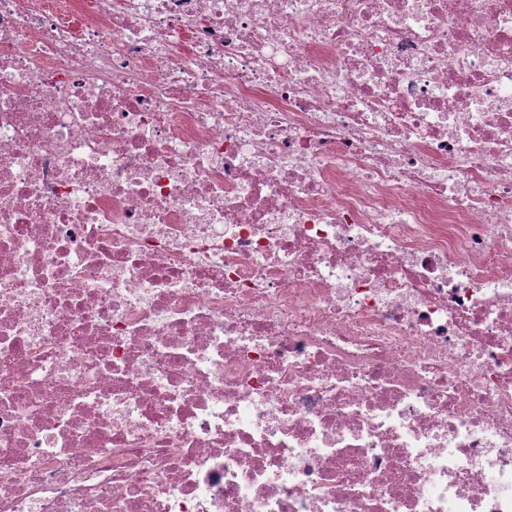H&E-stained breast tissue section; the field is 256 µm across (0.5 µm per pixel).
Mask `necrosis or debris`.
Instances as JSON below:
<instances>
[{"mask_svg":"<svg viewBox=\"0 0 512 512\" xmlns=\"http://www.w3.org/2000/svg\"><path fill=\"white\" fill-rule=\"evenodd\" d=\"M0 512H512V0H0Z\"/></svg>","mask_w":512,"mask_h":512,"instance_id":"4bbe7bcc","label":"necrosis or debris"}]
</instances>
